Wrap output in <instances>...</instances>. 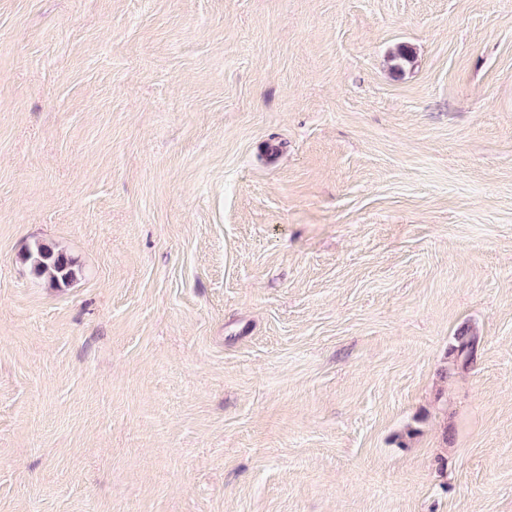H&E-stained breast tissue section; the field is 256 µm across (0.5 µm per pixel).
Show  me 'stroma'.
<instances>
[{
    "label": "stroma",
    "mask_w": 512,
    "mask_h": 512,
    "mask_svg": "<svg viewBox=\"0 0 512 512\" xmlns=\"http://www.w3.org/2000/svg\"><path fill=\"white\" fill-rule=\"evenodd\" d=\"M0 512H512V0H0ZM23 263L38 277L50 284L59 285L72 282L81 273L78 261L56 246L35 242L22 254Z\"/></svg>",
    "instance_id": "35a3bbf8"
}]
</instances>
